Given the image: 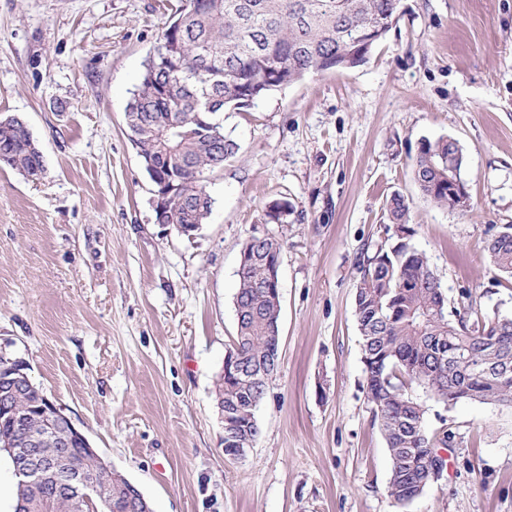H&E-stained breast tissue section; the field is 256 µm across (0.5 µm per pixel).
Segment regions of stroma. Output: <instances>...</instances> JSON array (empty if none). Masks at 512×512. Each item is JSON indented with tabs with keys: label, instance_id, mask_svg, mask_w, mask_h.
Returning a JSON list of instances; mask_svg holds the SVG:
<instances>
[{
	"label": "stroma",
	"instance_id": "obj_1",
	"mask_svg": "<svg viewBox=\"0 0 512 512\" xmlns=\"http://www.w3.org/2000/svg\"><path fill=\"white\" fill-rule=\"evenodd\" d=\"M173 2L0 0V114L26 121L45 165L36 181L0 168V349L154 512H512V405L420 387L428 431L451 435L446 465L407 506L389 496L353 288L399 193L449 302L512 316V280L484 251L512 224V0H403L364 63L225 109L239 150L210 175L191 238L156 224L125 123ZM441 136L463 149V211L414 180L422 140ZM276 202L279 365L260 436L231 460L211 391L236 335L241 247Z\"/></svg>",
	"mask_w": 512,
	"mask_h": 512
}]
</instances>
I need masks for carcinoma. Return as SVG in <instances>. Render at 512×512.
I'll return each instance as SVG.
<instances>
[{
  "instance_id": "cac0c4a2",
  "label": "carcinoma",
  "mask_w": 512,
  "mask_h": 512,
  "mask_svg": "<svg viewBox=\"0 0 512 512\" xmlns=\"http://www.w3.org/2000/svg\"><path fill=\"white\" fill-rule=\"evenodd\" d=\"M402 14V0H179L149 56L126 112L129 139L155 185L171 194L170 224L206 223L212 212L207 176L237 150L214 115L239 108L307 74L340 67L367 52L364 38L386 34ZM0 166L37 180L43 156L28 128L0 125ZM464 157L451 137L424 139L413 170L421 193L454 208L448 180L463 181ZM387 239L361 252L354 313L362 340L366 396L391 459L389 496L399 504L431 483V455L448 447L450 433H431L424 410L409 394L417 385L446 405L460 401L512 404V317L466 314L450 305L425 252L412 243L410 202H386ZM487 239L493 271L512 278V224ZM282 239L242 246L234 298L237 335L224 354L213 398L224 403V448L238 455L261 433L256 410L277 372L280 301L271 278ZM476 365L464 373L454 356ZM35 387L14 399L15 417L0 418V448L30 455L47 470L36 487L16 483L15 512H134L129 480H98L100 459L79 444L63 448L65 431L44 424Z\"/></svg>"
}]
</instances>
